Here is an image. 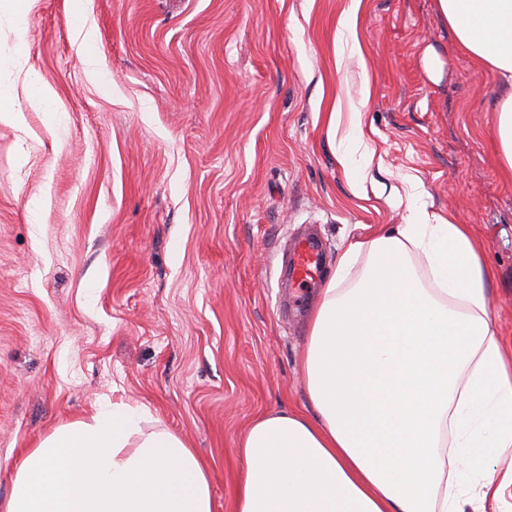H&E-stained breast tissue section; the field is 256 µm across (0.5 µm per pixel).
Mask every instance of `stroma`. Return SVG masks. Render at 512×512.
<instances>
[{"label":"stroma","mask_w":512,"mask_h":512,"mask_svg":"<svg viewBox=\"0 0 512 512\" xmlns=\"http://www.w3.org/2000/svg\"><path fill=\"white\" fill-rule=\"evenodd\" d=\"M350 5L35 0L0 23L22 116L0 123V502L29 449L124 402L195 449L213 512H233L250 424L310 407L312 293L279 288L303 234L331 271L416 209L452 216L512 344L497 80L437 0H362L353 39ZM32 79L56 115L28 101Z\"/></svg>","instance_id":"1"}]
</instances>
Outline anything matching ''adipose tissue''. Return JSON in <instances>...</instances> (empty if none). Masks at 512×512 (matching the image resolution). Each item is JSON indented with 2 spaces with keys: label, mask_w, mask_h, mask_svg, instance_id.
<instances>
[{
  "label": "adipose tissue",
  "mask_w": 512,
  "mask_h": 512,
  "mask_svg": "<svg viewBox=\"0 0 512 512\" xmlns=\"http://www.w3.org/2000/svg\"><path fill=\"white\" fill-rule=\"evenodd\" d=\"M457 45L496 76L494 138L512 176V0H438ZM467 225L424 211L349 242L311 318L314 410L255 421L234 512H464L463 460L512 448V347ZM0 512H213L206 467L127 403L57 428Z\"/></svg>",
  "instance_id": "obj_1"
}]
</instances>
